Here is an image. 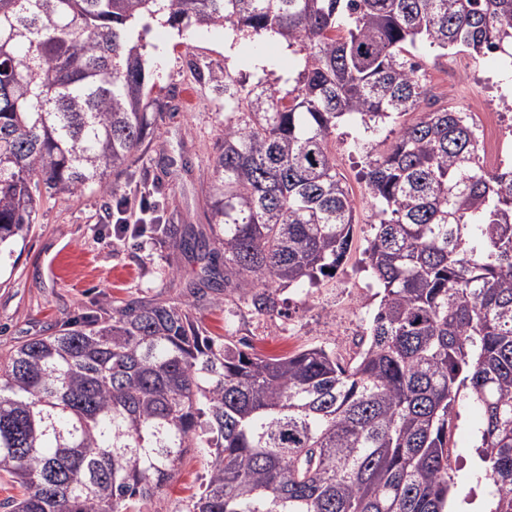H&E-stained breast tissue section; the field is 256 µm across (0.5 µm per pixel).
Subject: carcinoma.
<instances>
[{
  "label": "carcinoma",
  "mask_w": 512,
  "mask_h": 512,
  "mask_svg": "<svg viewBox=\"0 0 512 512\" xmlns=\"http://www.w3.org/2000/svg\"><path fill=\"white\" fill-rule=\"evenodd\" d=\"M146 19L276 38L303 57L292 86L214 77L211 235L150 225L259 316L351 250L338 123L374 132L413 116L383 150L354 143L377 208L367 343L347 363L322 346L262 357L151 301L29 339L0 356V472L25 489L0 507L140 512L196 451L210 469L187 512H448L465 387L491 512H512V167L484 170L467 113L426 109L412 53L504 51L512 0H0V251L42 196L110 190L148 137L154 99L132 37Z\"/></svg>",
  "instance_id": "obj_1"
}]
</instances>
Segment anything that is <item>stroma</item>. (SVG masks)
Here are the masks:
<instances>
[{
  "label": "stroma",
  "mask_w": 512,
  "mask_h": 512,
  "mask_svg": "<svg viewBox=\"0 0 512 512\" xmlns=\"http://www.w3.org/2000/svg\"><path fill=\"white\" fill-rule=\"evenodd\" d=\"M143 43L152 96L159 105L150 114L152 133L129 166L111 175V193L90 190L69 200L42 198L30 232L16 241L12 254L0 257V354L63 324L91 323L111 316L113 307L154 300L186 309L203 335L244 339L250 351L264 356L323 346L350 359L376 305L377 290L364 260L376 219L363 196L368 159L354 147L362 126L343 120L332 140L337 168L355 199L350 253L335 275L300 289H281V313L255 316L238 294L216 297L201 282L196 259L174 249L170 240H119L113 215L117 201L137 205L145 189L161 205L162 223L208 231L207 169L212 147L224 135V92L200 79V72L246 73L251 60L264 55L276 61L273 76L293 77L302 68V57L281 44L256 40L238 41L232 53H225L220 27L180 33L154 23L144 32ZM416 53L429 61L437 106L468 112L475 100L497 107L502 96H512L503 55L479 56L459 47L442 57L426 46ZM455 411L450 446L456 494L450 508L471 512L468 504L476 501L478 512H490L476 454L479 412L464 394ZM206 475V459L187 456L143 512H185L202 491Z\"/></svg>",
  "instance_id": "35a3bbf8"
}]
</instances>
